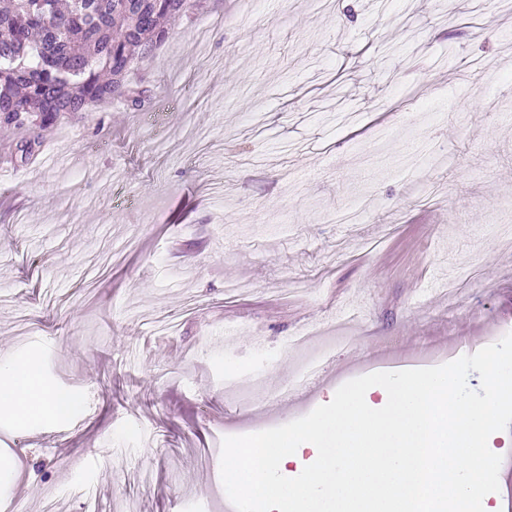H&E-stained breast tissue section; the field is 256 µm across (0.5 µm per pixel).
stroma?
Segmentation results:
<instances>
[{"label":"stroma","mask_w":512,"mask_h":512,"mask_svg":"<svg viewBox=\"0 0 512 512\" xmlns=\"http://www.w3.org/2000/svg\"><path fill=\"white\" fill-rule=\"evenodd\" d=\"M131 77L28 162L0 128V363L80 405L0 411V512H219L225 437L512 333L507 0H198Z\"/></svg>","instance_id":"1"}]
</instances>
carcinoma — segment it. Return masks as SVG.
<instances>
[{
	"label": "carcinoma",
	"mask_w": 512,
	"mask_h": 512,
	"mask_svg": "<svg viewBox=\"0 0 512 512\" xmlns=\"http://www.w3.org/2000/svg\"><path fill=\"white\" fill-rule=\"evenodd\" d=\"M196 0H12L0 9V125L25 131L26 161L59 116L121 100L141 110L138 60L167 40L165 22Z\"/></svg>",
	"instance_id": "1"
}]
</instances>
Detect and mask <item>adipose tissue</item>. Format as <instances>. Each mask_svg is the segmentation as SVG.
Returning <instances> with one entry per match:
<instances>
[{
	"label": "adipose tissue",
	"mask_w": 512,
	"mask_h": 512,
	"mask_svg": "<svg viewBox=\"0 0 512 512\" xmlns=\"http://www.w3.org/2000/svg\"><path fill=\"white\" fill-rule=\"evenodd\" d=\"M0 409L18 418H59L71 415L77 405L68 394L46 387L35 364L16 363L0 366Z\"/></svg>",
	"instance_id": "1"
}]
</instances>
